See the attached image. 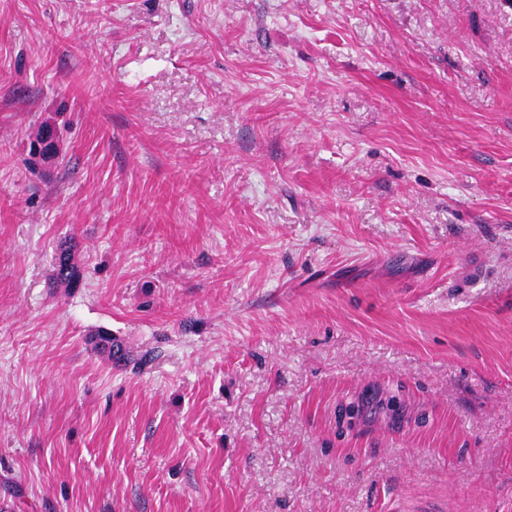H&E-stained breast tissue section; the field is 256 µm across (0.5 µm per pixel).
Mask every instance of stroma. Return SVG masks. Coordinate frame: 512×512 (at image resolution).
<instances>
[{
    "mask_svg": "<svg viewBox=\"0 0 512 512\" xmlns=\"http://www.w3.org/2000/svg\"><path fill=\"white\" fill-rule=\"evenodd\" d=\"M0 512H512V7L0 0ZM74 248L75 244L71 243V241L61 245L52 275L54 283H70L76 278L77 269L74 262Z\"/></svg>",
    "mask_w": 512,
    "mask_h": 512,
    "instance_id": "35a3bbf8",
    "label": "stroma"
}]
</instances>
